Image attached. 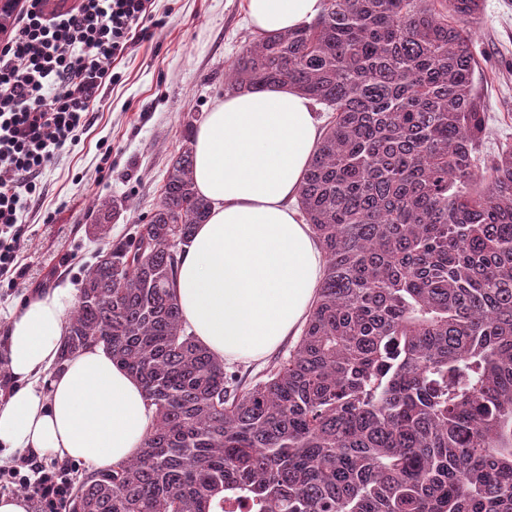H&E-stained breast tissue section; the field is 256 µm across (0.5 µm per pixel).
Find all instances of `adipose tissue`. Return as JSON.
Segmentation results:
<instances>
[{
    "label": "adipose tissue",
    "instance_id": "obj_1",
    "mask_svg": "<svg viewBox=\"0 0 512 512\" xmlns=\"http://www.w3.org/2000/svg\"><path fill=\"white\" fill-rule=\"evenodd\" d=\"M254 31L308 24L324 0H246ZM321 138L311 100L286 85L226 94L195 134L194 183L211 210L185 246L173 285L197 341L225 362L263 358L306 322L325 255L294 207ZM74 304L71 289L29 299L5 328L16 385L0 407V447L99 469L136 456L152 421L139 381L99 347L47 386Z\"/></svg>",
    "mask_w": 512,
    "mask_h": 512
}]
</instances>
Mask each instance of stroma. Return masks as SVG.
I'll return each instance as SVG.
<instances>
[{
  "label": "stroma",
  "mask_w": 512,
  "mask_h": 512,
  "mask_svg": "<svg viewBox=\"0 0 512 512\" xmlns=\"http://www.w3.org/2000/svg\"><path fill=\"white\" fill-rule=\"evenodd\" d=\"M158 22L112 63L90 107L79 143L42 172L43 194L28 204L23 255L26 283L0 287V405L13 385L5 367L3 328L21 302L45 288H79L103 240L90 232L102 201L119 209L109 228L119 236L159 202L165 172L188 126H200L228 91L226 74L255 34L244 0H153ZM485 101L484 154L512 143V0H484L472 31Z\"/></svg>",
  "instance_id": "obj_1"
}]
</instances>
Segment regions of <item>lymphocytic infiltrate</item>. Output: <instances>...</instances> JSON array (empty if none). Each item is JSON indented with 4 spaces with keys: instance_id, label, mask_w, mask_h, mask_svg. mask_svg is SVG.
Instances as JSON below:
<instances>
[{
    "instance_id": "f902f5d3",
    "label": "lymphocytic infiltrate",
    "mask_w": 512,
    "mask_h": 512,
    "mask_svg": "<svg viewBox=\"0 0 512 512\" xmlns=\"http://www.w3.org/2000/svg\"><path fill=\"white\" fill-rule=\"evenodd\" d=\"M25 0L14 32L0 44V284L15 287L28 267L21 259L26 225L20 213L42 195L39 177L86 129L91 102L113 74L107 63L136 35H148L152 0H79L68 12ZM41 512H54L70 490V469L21 459Z\"/></svg>"
}]
</instances>
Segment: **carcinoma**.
Here are the masks:
<instances>
[{
  "label": "carcinoma",
  "mask_w": 512,
  "mask_h": 512,
  "mask_svg": "<svg viewBox=\"0 0 512 512\" xmlns=\"http://www.w3.org/2000/svg\"><path fill=\"white\" fill-rule=\"evenodd\" d=\"M481 11L325 0L244 47L230 89L330 113L298 196L326 258L309 319L248 385L187 332L179 247L211 209L187 131L160 203L83 270L59 352L102 347L153 422L57 512H512V145L481 151Z\"/></svg>",
  "instance_id": "cac0c4a2"
}]
</instances>
